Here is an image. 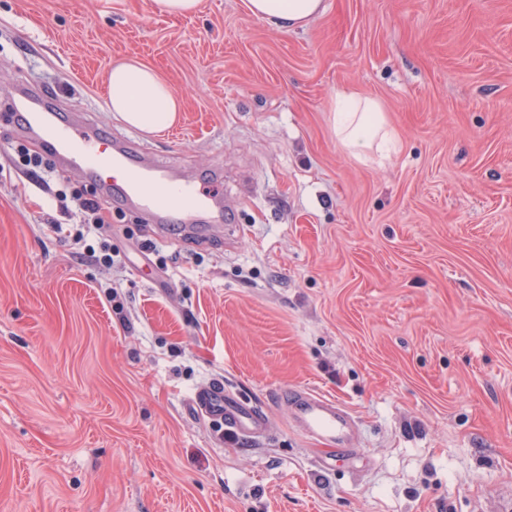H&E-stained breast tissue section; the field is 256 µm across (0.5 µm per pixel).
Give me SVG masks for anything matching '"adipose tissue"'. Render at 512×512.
Instances as JSON below:
<instances>
[{"label":"adipose tissue","instance_id":"adipose-tissue-1","mask_svg":"<svg viewBox=\"0 0 512 512\" xmlns=\"http://www.w3.org/2000/svg\"><path fill=\"white\" fill-rule=\"evenodd\" d=\"M250 13L279 29L307 26L323 10V0H247ZM108 104L125 124L146 133L173 127L183 102L158 70L139 59L115 61L108 75ZM334 131L355 157L385 151L395 143L380 100L357 93H341L332 103Z\"/></svg>","mask_w":512,"mask_h":512}]
</instances>
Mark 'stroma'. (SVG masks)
I'll return each mask as SVG.
<instances>
[{
    "label": "stroma",
    "instance_id": "1",
    "mask_svg": "<svg viewBox=\"0 0 512 512\" xmlns=\"http://www.w3.org/2000/svg\"><path fill=\"white\" fill-rule=\"evenodd\" d=\"M277 29L246 0H0V512H505L512 503V0H324ZM184 103L144 133L113 61ZM146 143L210 180L243 233L160 235L100 194L76 241L63 168L32 174L12 98ZM340 92L379 99L398 147L354 158ZM61 232H51V225ZM108 240L121 261L94 260ZM120 301L131 326L112 310ZM223 381L269 417L224 439L190 399ZM328 395L358 456L332 460L284 391ZM200 3V0H153L152 9L160 15L184 17L193 14ZM107 86L111 112L125 124L143 132L171 128L183 112L182 99L158 70L137 58L115 61Z\"/></svg>",
    "mask_w": 512,
    "mask_h": 512
}]
</instances>
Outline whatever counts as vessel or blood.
<instances>
[{
  "mask_svg": "<svg viewBox=\"0 0 512 512\" xmlns=\"http://www.w3.org/2000/svg\"><path fill=\"white\" fill-rule=\"evenodd\" d=\"M44 96L39 88L20 96L23 132L49 144L61 167L95 181L105 192H117L121 201L151 216L162 227L176 229L214 215L217 189L206 183L169 179L168 166L147 161L135 142L117 141L92 125L68 123L55 113L44 111ZM192 405L197 412L243 437L258 436L267 428L264 412L220 385L196 391ZM291 407L309 435L348 444L352 418L331 397L304 390L296 394Z\"/></svg>",
  "mask_w": 512,
  "mask_h": 512,
  "instance_id": "obj_1",
  "label": "vessel or blood"
}]
</instances>
